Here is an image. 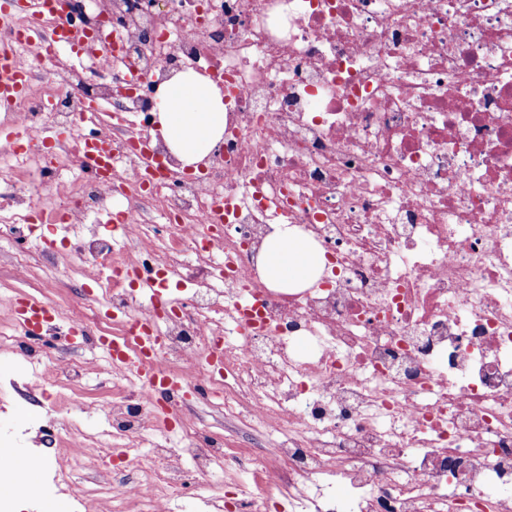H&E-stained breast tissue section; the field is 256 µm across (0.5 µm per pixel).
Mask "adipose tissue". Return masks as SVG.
<instances>
[{
  "label": "adipose tissue",
  "mask_w": 512,
  "mask_h": 512,
  "mask_svg": "<svg viewBox=\"0 0 512 512\" xmlns=\"http://www.w3.org/2000/svg\"><path fill=\"white\" fill-rule=\"evenodd\" d=\"M158 123L170 150L184 165H196L224 135V95L206 77L176 75L160 92ZM265 281L273 288H305L320 274V255L296 229L277 227L258 259Z\"/></svg>",
  "instance_id": "1"
}]
</instances>
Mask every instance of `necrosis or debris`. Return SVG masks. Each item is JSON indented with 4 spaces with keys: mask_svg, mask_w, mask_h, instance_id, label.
Segmentation results:
<instances>
[{
    "mask_svg": "<svg viewBox=\"0 0 512 512\" xmlns=\"http://www.w3.org/2000/svg\"><path fill=\"white\" fill-rule=\"evenodd\" d=\"M112 61L29 68L7 119L31 133L0 164V236L30 230L45 185L20 176L39 137L57 134L50 168L77 157L81 116L111 129L115 179L69 187L65 223L122 199L125 246L82 240L112 271V308L134 297L143 244L165 264L194 261L196 289L154 319L160 364L178 393L208 388L247 415L267 446L247 467L261 501L233 512H512V0H106ZM224 85V144L202 175L163 142L153 164L134 146L155 88L183 67ZM111 98L112 110L85 103ZM324 252L317 286L279 292L259 276L275 225ZM72 405L89 404L125 442L129 477L108 512H166L192 478L236 460L181 427V445L139 452L156 411L138 384L88 400L76 362L57 364ZM65 430L53 480L95 468L91 437ZM195 462L193 474L177 465ZM151 464L158 490L133 474Z\"/></svg>",
    "mask_w": 512,
    "mask_h": 512,
    "instance_id": "obj_1",
    "label": "necrosis or debris"
}]
</instances>
